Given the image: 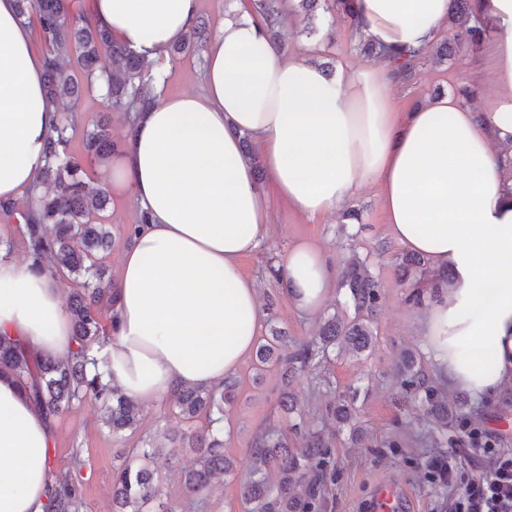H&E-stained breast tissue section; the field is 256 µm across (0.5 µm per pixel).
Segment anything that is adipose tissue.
<instances>
[{"instance_id":"obj_1","label":"adipose tissue","mask_w":512,"mask_h":512,"mask_svg":"<svg viewBox=\"0 0 512 512\" xmlns=\"http://www.w3.org/2000/svg\"><path fill=\"white\" fill-rule=\"evenodd\" d=\"M449 0H356L361 33L397 52L429 51ZM201 0H92L91 18L155 62L197 20ZM493 28L495 99L482 112L444 96L406 117L381 59L347 77L284 55L254 20L225 22L207 54L203 88L142 113L112 164L114 193L146 223L133 226L116 284L105 378L148 406L183 387L231 378L262 320L257 281L241 268L270 226L268 199L243 153L249 133L278 196L316 217L381 188L393 238L448 275L427 304L421 336L437 376L474 398L512 383V183L495 148L512 136V0H478ZM16 0H0V197L30 188L59 112L42 88ZM294 305L316 313L336 287L317 246L289 248ZM62 358L71 321L54 277L0 262V333ZM493 356L485 368L483 352ZM52 424L0 374V512H43L52 484Z\"/></svg>"}]
</instances>
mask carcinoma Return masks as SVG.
I'll use <instances>...</instances> for the list:
<instances>
[{
  "mask_svg": "<svg viewBox=\"0 0 512 512\" xmlns=\"http://www.w3.org/2000/svg\"><path fill=\"white\" fill-rule=\"evenodd\" d=\"M474 0H450L448 24L456 29L453 39L440 43L427 55L419 50L393 55L395 74L403 78L426 58L443 62L457 55L463 45H476L490 36L491 30L478 18ZM286 0H253V8L265 26L268 40L278 43ZM326 4L333 21L356 29L355 0H296V9L310 19L307 35L318 28L313 22L321 4ZM18 14L25 18L35 12L44 46L43 86L55 103L67 97L78 99V86L64 74L70 54L77 55L86 76L87 89H96L110 102L112 109L126 115L127 123L145 112L156 100L155 87L164 82V74L152 71L146 59L131 51L112 34L91 23L85 15L73 14L70 0H17ZM207 28L196 23L171 46L180 54L197 46L206 38ZM109 49L118 66L99 70L96 63L100 51ZM71 120L62 116L47 134L45 164L28 191L25 205L0 199V214L15 221L22 241L28 268L37 273L73 275V289L66 310L70 315L74 347L65 358H53L31 348L27 343L0 334V373H9L33 406L54 420L69 412L85 399L96 402L104 423L114 434L136 427L141 410L118 388L102 378L89 374L87 366L96 364L91 356L94 347H102L111 332L103 325V312L112 309L114 284L105 279L103 253L111 247L109 225L101 212L109 203V191L103 185L90 186L84 166L69 154L67 130ZM85 150L91 161L102 160L113 151L108 125L101 122L87 135ZM424 257L406 254L398 263L399 281L412 287L408 300L421 304L433 297L442 282L434 278L419 287L417 273L422 271ZM340 286L347 290L354 316L345 319L339 313L327 317L319 327L317 338L300 343L288 352V334L273 329L271 336L257 349L258 362L265 366L281 365L285 387L279 395L280 406L294 410L296 400L288 390L290 381L312 366L330 357V350L340 347L353 355H362L374 346L372 321L379 306L380 285L370 274L365 262L351 261L342 272ZM402 378L403 396L421 401L426 416L437 426H448L454 410L439 390L432 385L422 366L412 355L397 366ZM233 384L193 386L180 389L174 400L181 421L193 423L202 412L209 418L207 429L182 433L180 440L195 454L192 464L183 471L184 487L194 496L212 492V479L232 472L233 464L224 455V402L231 399ZM288 432L272 427L259 436L250 455L254 462L251 477L240 488L245 512H318L323 475L330 466V442L318 431L307 433L305 445L294 448ZM163 446L151 444L133 456L112 476L114 512H142L148 505L154 512H173L162 501L149 469L152 459ZM80 488L70 479L58 478L49 491L44 512H80Z\"/></svg>",
  "mask_w": 512,
  "mask_h": 512,
  "instance_id": "obj_1",
  "label": "carcinoma"
}]
</instances>
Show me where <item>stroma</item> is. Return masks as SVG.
<instances>
[{
	"label": "stroma",
	"mask_w": 512,
	"mask_h": 512,
	"mask_svg": "<svg viewBox=\"0 0 512 512\" xmlns=\"http://www.w3.org/2000/svg\"><path fill=\"white\" fill-rule=\"evenodd\" d=\"M300 17H290L283 29L288 52L306 60L330 61L351 72L370 65L371 60L350 38L348 27L331 25L329 15L318 21L319 34H302ZM206 49H196L166 57L163 68L166 83L163 95L197 93L202 88ZM488 69L486 47L464 50L447 63L424 61L417 64L403 91L396 99L401 112L412 111L415 104L436 93L457 95L470 87L473 103L488 110L490 100L478 84H467L464 75L471 65ZM60 112L74 114L69 131L71 149L76 158H84L85 134L99 115L108 114L112 139L125 149L128 129L121 113L96 91L84 92L78 101L59 102ZM380 187L363 186L349 206L360 214L349 224L341 213L308 217L270 197L271 225L259 250L243 262L245 274L255 277L261 300H274L271 316L263 317L260 332L287 330L298 342L310 341L322 317L334 312L352 317L354 310L343 289L317 314L301 312L291 301L283 281L271 271L281 268L291 245L309 241L322 249L336 267L352 258L367 259L369 270L381 285V298L373 323L375 344L370 353L355 357L333 352L328 362L312 369L297 381V413L313 427L332 435L336 473L327 477L321 512H369L368 504L379 484L400 486L412 501L415 512H448L451 488L427 481L425 473L432 458L455 455L462 468L470 461L456 443L455 425L441 428L425 424L419 404L400 400L401 384L395 365L402 352L411 351L426 373H433L432 360L419 334L425 308L407 299L408 290L396 276V263L404 249L393 239L381 206ZM136 215L135 204L126 196H113L106 210V222L112 234V249L105 258L111 278L120 275V257L129 239L127 228ZM255 356H248L235 374L237 385L232 403L224 407V453L234 463L230 475L217 476L214 490L203 503H195L186 492L180 469L191 456L189 449L170 448L155 458V483L163 501L176 512H242L240 484L252 469L250 450L257 436L274 424L288 425L278 394L281 377L277 368L256 373ZM356 393L353 424L342 427L332 413L342 396ZM466 415L475 418L499 447L512 450V385L484 397L470 400ZM185 428L175 412L172 400H163L143 409L137 429L112 434L101 421L97 404L87 401L76 405L53 424L51 457L55 474L70 473L82 492V512H112V474L130 458L133 449L144 447L146 440L177 434ZM82 453L90 464L82 470L73 466L74 453Z\"/></svg>",
	"instance_id": "35a3bbf8"
}]
</instances>
